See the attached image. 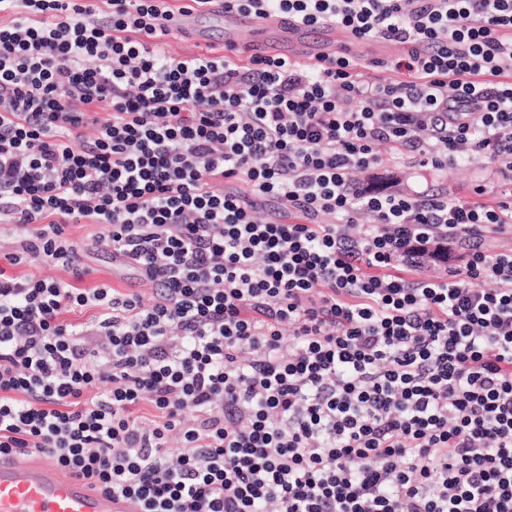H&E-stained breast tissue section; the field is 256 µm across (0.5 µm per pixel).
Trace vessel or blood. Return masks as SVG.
<instances>
[{"mask_svg":"<svg viewBox=\"0 0 512 512\" xmlns=\"http://www.w3.org/2000/svg\"><path fill=\"white\" fill-rule=\"evenodd\" d=\"M211 17L239 28L252 23L251 16L225 11L221 0H214L206 9L175 13L170 26L182 36L196 37L201 21ZM0 512H132V507L82 477L62 476L52 458L0 455Z\"/></svg>","mask_w":512,"mask_h":512,"instance_id":"obj_1","label":"vessel or blood"}]
</instances>
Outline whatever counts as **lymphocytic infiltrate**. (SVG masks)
<instances>
[{"label":"lymphocytic infiltrate","instance_id":"f902f5d3","mask_svg":"<svg viewBox=\"0 0 512 512\" xmlns=\"http://www.w3.org/2000/svg\"><path fill=\"white\" fill-rule=\"evenodd\" d=\"M224 9L399 52L383 79L346 45L176 56L167 0H0V223L27 233L6 259L73 275L0 268V454L134 512H512V247L486 245L512 189L359 179L386 144L512 182V0ZM70 224L106 226L152 302L79 287ZM329 28L325 31L324 29ZM327 32H330L334 38L332 40H323V43H330L334 46V50H336L340 45L347 43L349 41V37L346 33L339 30V28H331V27H320L316 29H307V35H299L296 36L290 42V50H292V57L297 60L308 63L312 62L311 57H309L310 52L312 51L313 44L317 42H321L319 39H313L318 37L320 34L325 35ZM2 267L5 268L6 275L9 276H26L30 273H41L43 275L53 276L55 278L63 280H72L71 274L61 266L59 267H40L36 268L34 262H22L18 265H10L4 259H2Z\"/></svg>","mask_w":512,"mask_h":512}]
</instances>
